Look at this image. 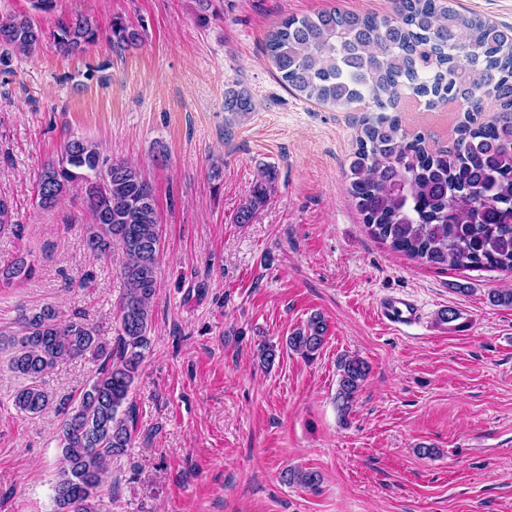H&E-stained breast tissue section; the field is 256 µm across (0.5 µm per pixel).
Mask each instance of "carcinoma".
I'll return each instance as SVG.
<instances>
[{"instance_id": "cac0c4a2", "label": "carcinoma", "mask_w": 512, "mask_h": 512, "mask_svg": "<svg viewBox=\"0 0 512 512\" xmlns=\"http://www.w3.org/2000/svg\"><path fill=\"white\" fill-rule=\"evenodd\" d=\"M393 15L336 9L289 16L270 30L266 51L281 81L321 106L367 105L349 164L350 193L369 233L392 251L430 266L495 268L512 273V38L479 15L465 16L443 0H392ZM65 52L99 39L82 16L59 24ZM41 29L28 15L0 18V67L10 52L34 53ZM139 32L112 22V42L129 46ZM422 99L430 111L453 102L464 120L455 137L429 143L406 130L395 115L403 99ZM494 116L482 120L484 101ZM224 107L242 116L250 98L231 92ZM274 176L253 185L236 223L250 224L266 204ZM84 189L92 224L86 245L98 255L119 247L125 293L118 303L115 349L96 343L91 327L47 305L23 315L17 334L0 333L8 367L27 384L15 407L35 416L53 404L45 377L88 352L103 357L97 375L70 404H62L63 466L54 486L55 512H103L100 492L112 466L132 446L129 396L149 349L151 305L157 296L160 235L153 189L134 166L110 158L83 138H73L36 180L39 205L52 207L71 188ZM17 226L11 202L0 196V233ZM25 259L0 268V283L29 277ZM327 323L318 313L286 340L305 357L321 350ZM336 409L344 421L369 373L355 356L337 361ZM282 478L306 487L313 471L286 470Z\"/></svg>"}]
</instances>
